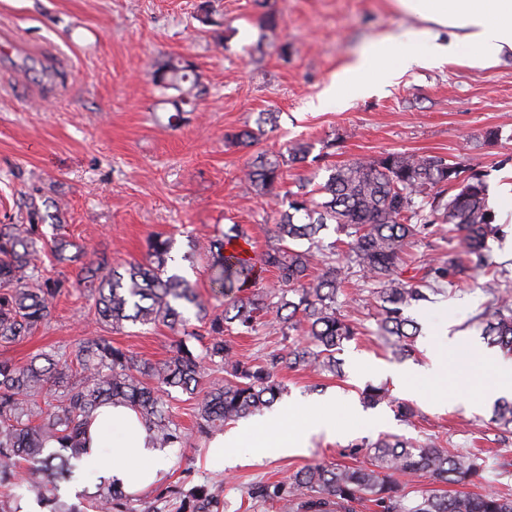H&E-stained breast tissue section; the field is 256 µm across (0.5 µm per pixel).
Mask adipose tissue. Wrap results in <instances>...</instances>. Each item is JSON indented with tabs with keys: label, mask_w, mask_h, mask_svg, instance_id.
Instances as JSON below:
<instances>
[{
	"label": "adipose tissue",
	"mask_w": 512,
	"mask_h": 512,
	"mask_svg": "<svg viewBox=\"0 0 512 512\" xmlns=\"http://www.w3.org/2000/svg\"><path fill=\"white\" fill-rule=\"evenodd\" d=\"M397 10L415 24L399 34L372 40L354 62L336 73L330 98L343 101L369 94L376 82L413 68H430L466 57L489 65L512 56V0H393ZM335 434L336 425L317 415L303 428H288L268 442L270 453H301L311 435ZM89 466L106 472L125 492L135 495L153 485L168 461L154 448L136 413L125 406L97 410L86 427ZM149 466L132 467L137 458Z\"/></svg>",
	"instance_id": "adipose-tissue-1"
}]
</instances>
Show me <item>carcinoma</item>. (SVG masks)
Listing matches in <instances>:
<instances>
[{
    "label": "carcinoma",
    "mask_w": 512,
    "mask_h": 512,
    "mask_svg": "<svg viewBox=\"0 0 512 512\" xmlns=\"http://www.w3.org/2000/svg\"><path fill=\"white\" fill-rule=\"evenodd\" d=\"M262 27L275 30L277 12L269 0ZM155 80L181 94L188 103L198 88L194 65L171 58L156 71ZM314 144L296 141L286 151L263 154L244 171V180L261 197H280L282 167L303 163ZM324 181L299 182L285 195L288 208L273 225L271 243L250 254L247 233L237 224L209 246H196L210 260V280L216 304L200 298L194 285L175 271L174 239L155 235L147 241L146 258L112 265L106 252L81 266V281L95 292L96 323L122 329L125 324L184 327L185 313L196 310L210 337L205 353L194 354L181 344L160 364L139 362L101 336L87 337L75 352H45L25 364L0 359V512H12L11 490L21 488L54 504L52 512H72L58 495L83 463L87 451L85 426L102 406L133 409L151 433L157 448H181L184 434L174 423L164 395L179 390L195 405V428L208 436L241 418L261 413L282 397L278 379L284 367H310L336 375V357L357 326L340 313V296L348 282L347 269L336 262V242L323 244L324 231L334 228L346 237L349 263L374 285L377 330L394 338V354L414 352L419 327L405 311L427 295L401 266L413 239L435 224H447L462 235L467 261L454 254L430 267V291L454 288L468 270L497 266L488 241L500 234L488 207L484 175L437 155L387 152L326 168ZM75 244L57 238L52 252L60 263L81 260ZM44 249L34 216L26 224L0 225V345L15 344L32 335L51 317L52 300L67 280L44 273L39 257ZM275 275L272 288H260L264 274ZM481 288L496 295L495 307L478 316L482 335L512 353V295L499 292L489 279ZM275 314L283 336L300 332L304 342H291L272 353L263 365L235 358L224 335H248ZM224 367L229 379L203 385L206 363ZM362 403L394 407L396 417L409 421L415 411L393 399L382 386L368 385ZM492 421L512 430V399L494 403ZM370 465L335 467L322 463L297 470L288 484V512H352L351 503L370 497L375 512H512V489L482 493L420 488L404 491L398 477L425 474L448 485L484 478L487 461L479 451L461 452L429 440L413 442L385 435L370 444ZM119 497L102 485L93 508L111 512Z\"/></svg>",
    "instance_id": "cac0c4a2"
}]
</instances>
